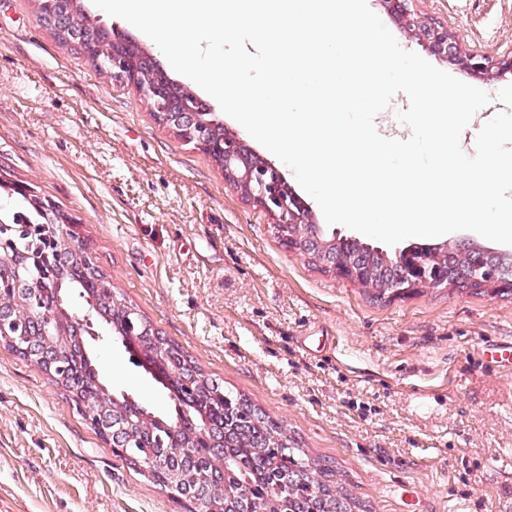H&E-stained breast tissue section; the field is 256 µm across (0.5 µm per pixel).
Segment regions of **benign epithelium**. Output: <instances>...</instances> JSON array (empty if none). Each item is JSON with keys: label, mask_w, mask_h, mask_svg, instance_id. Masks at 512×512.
Instances as JSON below:
<instances>
[{"label": "benign epithelium", "mask_w": 512, "mask_h": 512, "mask_svg": "<svg viewBox=\"0 0 512 512\" xmlns=\"http://www.w3.org/2000/svg\"><path fill=\"white\" fill-rule=\"evenodd\" d=\"M387 12L400 25L419 36L436 55L460 69L474 74H512V54L503 57L478 56L462 48L457 37L447 28L427 22L409 9L411 0H381ZM78 13L68 11L50 19L53 28L65 33V46H83L86 27L77 23ZM112 48V77L134 86L150 104L157 120L180 133L188 142L213 157L223 159L224 181L239 189L245 199L264 211L273 221L277 233L288 250L300 257L313 260L320 257V265L354 283H363L367 275L340 263L336 258V240L322 238V225L314 219L310 206L288 184L274 163L246 144L240 136L227 129L217 130L218 124L200 120L205 111L198 99L193 104L174 96L176 83L167 76L159 81L144 79L143 67L154 64L148 51L120 35L108 37L107 29L98 27V40L87 47L89 51ZM320 254H311V245ZM463 251L454 243H446L423 257H409L405 262L403 279L409 287L434 289L439 283L431 279V270L443 263L448 251ZM0 313H7L18 321L34 319L26 303L16 297L0 296Z\"/></svg>", "instance_id": "obj_1"}]
</instances>
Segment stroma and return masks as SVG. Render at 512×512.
I'll return each mask as SVG.
<instances>
[{
  "mask_svg": "<svg viewBox=\"0 0 512 512\" xmlns=\"http://www.w3.org/2000/svg\"><path fill=\"white\" fill-rule=\"evenodd\" d=\"M399 45L487 92L463 131L512 113V75L434 55L384 9ZM464 49L512 52V0H412ZM0 170L80 224L116 299L317 459L363 512H512V294L437 288L377 301L287 250L208 154L134 86L63 47L38 0H0ZM100 378L152 410L169 393L121 343L88 340ZM0 500L16 512H187L113 454L36 365L0 347Z\"/></svg>",
  "mask_w": 512,
  "mask_h": 512,
  "instance_id": "obj_1",
  "label": "stroma"
}]
</instances>
